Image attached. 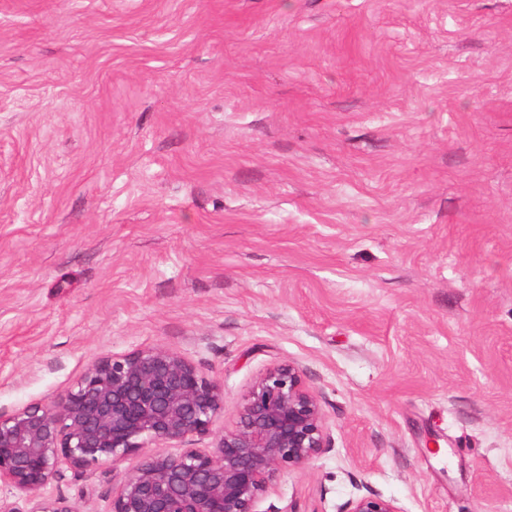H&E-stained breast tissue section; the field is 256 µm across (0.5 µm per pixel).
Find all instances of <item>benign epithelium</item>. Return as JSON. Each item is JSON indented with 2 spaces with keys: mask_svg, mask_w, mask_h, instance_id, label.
I'll use <instances>...</instances> for the list:
<instances>
[{
  "mask_svg": "<svg viewBox=\"0 0 512 512\" xmlns=\"http://www.w3.org/2000/svg\"><path fill=\"white\" fill-rule=\"evenodd\" d=\"M223 412L224 387L176 350L102 357L53 404L0 414V484L30 505L0 499V512H77L37 492L65 466L83 472L133 455L110 512H258L281 475L330 448L327 415L294 363L268 367L242 397L235 425L214 435ZM210 435V449L192 447ZM344 512L403 510L369 492Z\"/></svg>",
  "mask_w": 512,
  "mask_h": 512,
  "instance_id": "7a95c632",
  "label": "benign epithelium"
}]
</instances>
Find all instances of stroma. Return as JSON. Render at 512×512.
Masks as SVG:
<instances>
[{
    "mask_svg": "<svg viewBox=\"0 0 512 512\" xmlns=\"http://www.w3.org/2000/svg\"><path fill=\"white\" fill-rule=\"evenodd\" d=\"M152 346L303 368L259 512H512V0H0V414ZM343 512H403L394 499L368 492L350 500Z\"/></svg>",
    "mask_w": 512,
    "mask_h": 512,
    "instance_id": "obj_1",
    "label": "stroma"
}]
</instances>
